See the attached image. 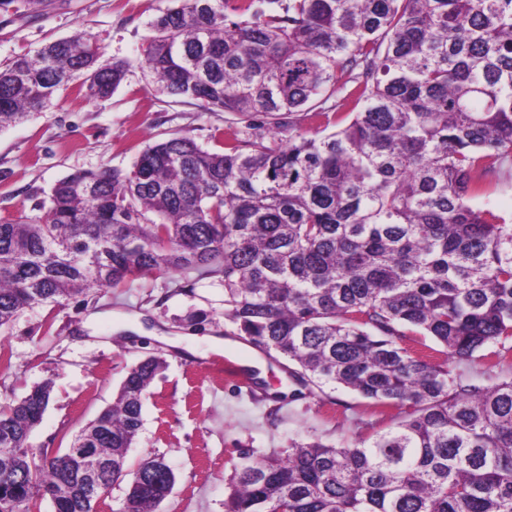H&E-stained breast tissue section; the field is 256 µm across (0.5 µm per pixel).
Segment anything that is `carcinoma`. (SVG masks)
I'll return each instance as SVG.
<instances>
[{
    "instance_id": "obj_1",
    "label": "carcinoma",
    "mask_w": 512,
    "mask_h": 512,
    "mask_svg": "<svg viewBox=\"0 0 512 512\" xmlns=\"http://www.w3.org/2000/svg\"><path fill=\"white\" fill-rule=\"evenodd\" d=\"M149 29L134 62H100L84 33L11 59L0 129L75 82L107 99L135 65L243 126L222 153L173 136L127 169L77 171L43 215L0 221V328L143 275L216 278L232 335L292 364V397L343 387L402 414L248 460L225 512H512V378L480 386L448 367L512 353V216L473 206L512 166V0H174ZM339 93L351 111L326 106ZM298 112L333 113L334 131L295 132ZM163 367L130 366L72 446L126 468ZM50 392L0 408L13 512L78 481L75 458L25 451ZM136 475L123 509L156 512L173 469L153 457ZM53 512L94 501L76 490Z\"/></svg>"
}]
</instances>
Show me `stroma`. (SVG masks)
Here are the masks:
<instances>
[{
	"label": "stroma",
	"mask_w": 512,
	"mask_h": 512,
	"mask_svg": "<svg viewBox=\"0 0 512 512\" xmlns=\"http://www.w3.org/2000/svg\"><path fill=\"white\" fill-rule=\"evenodd\" d=\"M169 0H10L0 7V64L75 32L95 37L105 60L139 57L149 21ZM239 126L236 116L179 102L132 69L111 99L91 102L59 91L52 106L0 130V219L38 214L54 184L81 170L130 167L155 141L188 135L220 152ZM224 287L203 279L186 285L176 275H152L129 287L93 291L22 311L0 328V406L33 386L51 385L49 404L29 443L33 450L64 449L111 406L133 363L162 358L144 404V424L127 455L128 470L146 458H164L176 482L157 512H224L233 467L243 454L260 456L292 438L335 443L370 436L399 419L379 412L345 389L322 397L288 398V374L265 359L250 367L257 349L228 336ZM180 337L182 346L167 344ZM225 337L223 350L210 348ZM247 367L248 385L227 382L224 358Z\"/></svg>",
	"instance_id": "stroma-1"
}]
</instances>
